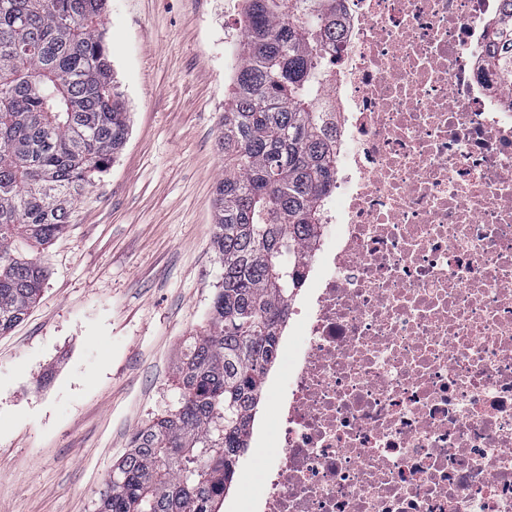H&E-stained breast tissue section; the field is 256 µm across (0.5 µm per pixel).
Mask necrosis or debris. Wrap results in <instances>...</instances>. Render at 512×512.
I'll return each mask as SVG.
<instances>
[{
	"instance_id": "1",
	"label": "necrosis or debris",
	"mask_w": 512,
	"mask_h": 512,
	"mask_svg": "<svg viewBox=\"0 0 512 512\" xmlns=\"http://www.w3.org/2000/svg\"><path fill=\"white\" fill-rule=\"evenodd\" d=\"M504 5L340 0L332 231L237 512H512V108L483 65Z\"/></svg>"
}]
</instances>
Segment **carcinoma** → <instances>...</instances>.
Here are the masks:
<instances>
[{
    "instance_id": "1",
    "label": "carcinoma",
    "mask_w": 512,
    "mask_h": 512,
    "mask_svg": "<svg viewBox=\"0 0 512 512\" xmlns=\"http://www.w3.org/2000/svg\"><path fill=\"white\" fill-rule=\"evenodd\" d=\"M486 67L512 96V0ZM107 0H0V336L35 305L40 248L123 150L129 112L102 16ZM336 0H244L224 96L212 247L221 281L209 329L174 371L177 406L140 430L96 512H212L248 448L288 302L336 188L318 111L333 76Z\"/></svg>"
}]
</instances>
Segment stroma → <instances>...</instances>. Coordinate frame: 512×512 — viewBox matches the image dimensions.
<instances>
[{
	"label": "stroma",
	"mask_w": 512,
	"mask_h": 512,
	"mask_svg": "<svg viewBox=\"0 0 512 512\" xmlns=\"http://www.w3.org/2000/svg\"><path fill=\"white\" fill-rule=\"evenodd\" d=\"M126 145L46 245L28 317L0 336V512H95L131 439L177 403L208 325L224 92L242 0H110Z\"/></svg>",
	"instance_id": "obj_1"
}]
</instances>
